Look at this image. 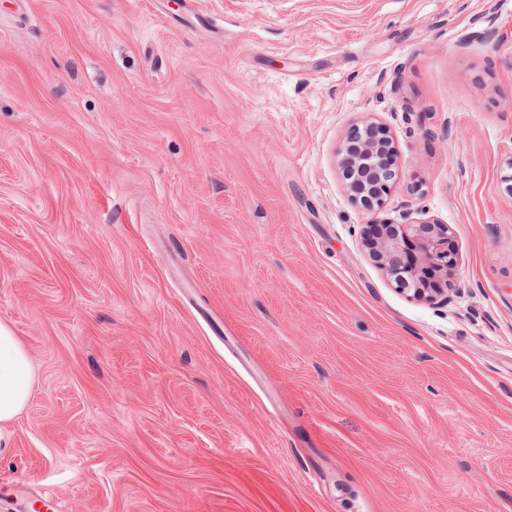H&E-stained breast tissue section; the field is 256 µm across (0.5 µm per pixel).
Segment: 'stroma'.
<instances>
[{
    "label": "stroma",
    "instance_id": "obj_1",
    "mask_svg": "<svg viewBox=\"0 0 512 512\" xmlns=\"http://www.w3.org/2000/svg\"><path fill=\"white\" fill-rule=\"evenodd\" d=\"M447 224L451 301L368 258ZM512 0H0V512H512ZM390 131L380 123L364 119L354 123L346 137V144L340 152L339 167L344 180V188L353 201L369 212L385 208L384 195L388 192V182L395 177L392 161L387 160L393 152ZM354 140L355 147L351 141ZM368 171L370 183L363 186L358 172ZM30 359L21 340L0 323V447H9L6 427L26 406L32 390Z\"/></svg>",
    "mask_w": 512,
    "mask_h": 512
}]
</instances>
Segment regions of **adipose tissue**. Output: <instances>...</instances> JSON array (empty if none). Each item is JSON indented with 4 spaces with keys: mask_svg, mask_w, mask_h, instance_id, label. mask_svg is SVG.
<instances>
[{
    "mask_svg": "<svg viewBox=\"0 0 512 512\" xmlns=\"http://www.w3.org/2000/svg\"><path fill=\"white\" fill-rule=\"evenodd\" d=\"M30 359L21 340L0 323V447L9 445L6 427L26 406L32 390Z\"/></svg>",
    "mask_w": 512,
    "mask_h": 512,
    "instance_id": "adipose-tissue-1",
    "label": "adipose tissue"
}]
</instances>
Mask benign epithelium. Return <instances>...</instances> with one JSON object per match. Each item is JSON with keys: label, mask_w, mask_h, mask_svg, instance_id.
Here are the masks:
<instances>
[{"label": "benign epithelium", "mask_w": 512, "mask_h": 512, "mask_svg": "<svg viewBox=\"0 0 512 512\" xmlns=\"http://www.w3.org/2000/svg\"><path fill=\"white\" fill-rule=\"evenodd\" d=\"M392 150L389 130L374 120L354 123L347 134L338 164L346 192L366 211L385 208L388 182L395 177L387 160ZM378 227L380 233L373 237L371 225H364L361 243L394 287L416 300L431 302L444 296L448 275L456 264L448 225L416 221L407 212L402 222L380 223Z\"/></svg>", "instance_id": "obj_1"}]
</instances>
